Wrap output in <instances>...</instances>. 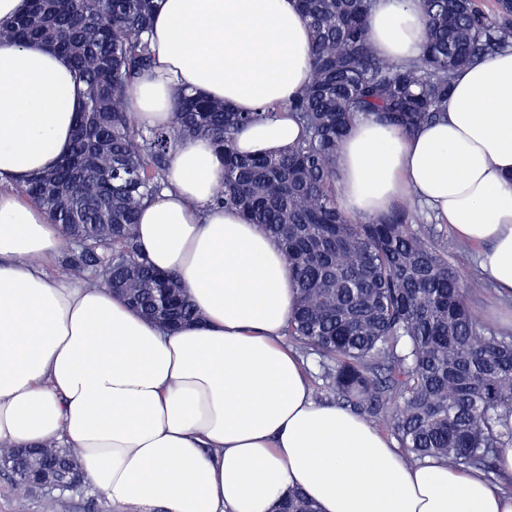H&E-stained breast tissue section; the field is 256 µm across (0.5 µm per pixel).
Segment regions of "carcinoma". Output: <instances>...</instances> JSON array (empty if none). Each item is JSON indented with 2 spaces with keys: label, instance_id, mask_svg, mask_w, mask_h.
Listing matches in <instances>:
<instances>
[{
  "label": "carcinoma",
  "instance_id": "cac0c4a2",
  "mask_svg": "<svg viewBox=\"0 0 512 512\" xmlns=\"http://www.w3.org/2000/svg\"><path fill=\"white\" fill-rule=\"evenodd\" d=\"M496 0H418L419 57L379 56L366 36L377 0H298L308 20L310 82L288 102L304 135L278 155H241L236 134L274 111L236 112L181 92L169 127L143 129L126 92L154 62L147 34L156 0H29L0 25V41L43 42L86 84L72 146L49 172L19 190L76 244L73 267L156 318L157 295L173 317H197L178 277L148 262L134 233L138 211L168 187L167 163L186 136L210 138L224 153L215 202L236 209L280 244L297 289L287 335L317 354L336 405L382 422L410 464L443 460L491 472L503 444L502 412L512 410V337L485 329L469 303L483 291L464 281L424 207L355 219L338 206L336 157L353 123L371 117L410 136L443 120L458 70L512 47V7ZM74 451L24 449L20 491L31 473L59 479ZM275 512H319L291 490Z\"/></svg>",
  "mask_w": 512,
  "mask_h": 512
}]
</instances>
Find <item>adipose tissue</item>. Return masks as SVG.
Segmentation results:
<instances>
[{"mask_svg":"<svg viewBox=\"0 0 512 512\" xmlns=\"http://www.w3.org/2000/svg\"><path fill=\"white\" fill-rule=\"evenodd\" d=\"M368 37L382 56L418 57L415 0H379ZM150 44L154 67L129 92L138 125H171L188 89L241 112L279 109L238 135L241 152L300 139L286 105L308 80L309 29L295 0H158ZM85 90L61 54L0 42V445L76 448L114 512H271L291 488L321 512H512V489L409 465L363 419L313 399L281 344L288 267L272 237L214 203L224 159L210 140L178 142L169 187L137 226L199 321L169 332L109 289L49 274L65 241L18 186L68 153ZM337 169L347 214L416 198L512 290V49L460 71L446 121L414 136L356 121Z\"/></svg>","mask_w":512,"mask_h":512,"instance_id":"obj_1","label":"adipose tissue"}]
</instances>
